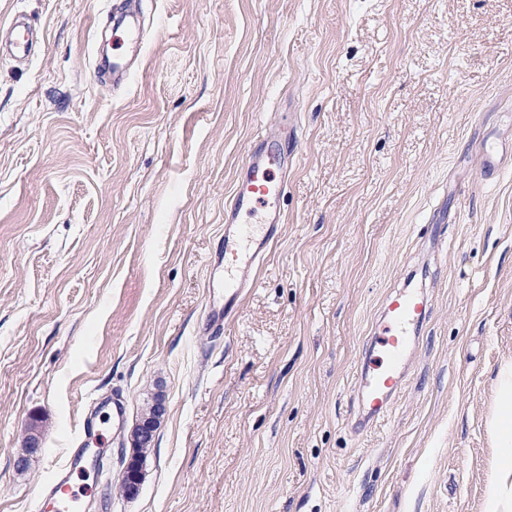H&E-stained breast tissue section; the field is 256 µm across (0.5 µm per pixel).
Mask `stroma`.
I'll list each match as a JSON object with an SVG mask.
<instances>
[{"mask_svg": "<svg viewBox=\"0 0 512 512\" xmlns=\"http://www.w3.org/2000/svg\"><path fill=\"white\" fill-rule=\"evenodd\" d=\"M138 7L144 49L115 88L93 73L112 0H0V24L44 35L0 57V512H40L116 395L83 512H482L512 357V0ZM268 126L288 133L284 223L216 333L209 264ZM410 269L432 314L392 411L357 434L355 369ZM158 395L128 498L129 434ZM25 453L14 458V467L22 471L27 467L29 457L41 452L43 447V438L38 421L33 419L28 428V437L26 441ZM142 481V462L131 456L122 471V483L126 494L130 497L138 494Z\"/></svg>", "mask_w": 512, "mask_h": 512, "instance_id": "stroma-1", "label": "stroma"}]
</instances>
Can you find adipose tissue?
<instances>
[{
    "instance_id": "obj_1",
    "label": "adipose tissue",
    "mask_w": 512,
    "mask_h": 512,
    "mask_svg": "<svg viewBox=\"0 0 512 512\" xmlns=\"http://www.w3.org/2000/svg\"><path fill=\"white\" fill-rule=\"evenodd\" d=\"M489 429L496 446V473L488 485L483 512H512V360L498 369Z\"/></svg>"
}]
</instances>
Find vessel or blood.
<instances>
[{
	"label": "vessel or blood",
	"instance_id": "obj_1",
	"mask_svg": "<svg viewBox=\"0 0 512 512\" xmlns=\"http://www.w3.org/2000/svg\"><path fill=\"white\" fill-rule=\"evenodd\" d=\"M112 30L116 51L97 58L95 69L112 74L115 81L127 75L130 56L143 48L140 22L131 20L121 5L112 7ZM41 35L23 18L0 28V54L27 60ZM287 165L274 137H265L259 149L249 152L239 167L224 210V250L214 260L216 273L210 284L209 320L215 328L231 323L257 274L278 239L283 222L282 200L287 188ZM430 300L418 288L391 292L371 334L365 357L357 368L356 385L365 410L353 424L362 429L384 418L407 382L406 357L418 342L416 331L429 317ZM103 438L102 418L90 415L70 443L65 466L47 486L43 502L51 512H60L63 500L76 497V478L86 475L85 448Z\"/></svg>",
	"mask_w": 512,
	"mask_h": 512
}]
</instances>
